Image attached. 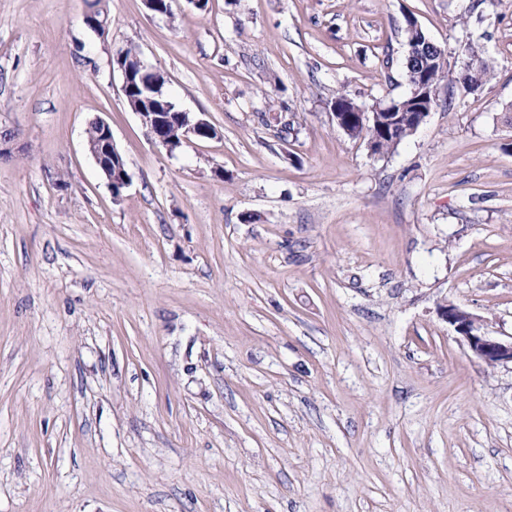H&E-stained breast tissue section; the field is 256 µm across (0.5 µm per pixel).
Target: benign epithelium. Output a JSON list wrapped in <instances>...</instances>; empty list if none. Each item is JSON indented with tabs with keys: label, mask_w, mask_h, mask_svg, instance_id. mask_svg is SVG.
Instances as JSON below:
<instances>
[{
	"label": "benign epithelium",
	"mask_w": 512,
	"mask_h": 512,
	"mask_svg": "<svg viewBox=\"0 0 512 512\" xmlns=\"http://www.w3.org/2000/svg\"><path fill=\"white\" fill-rule=\"evenodd\" d=\"M453 81L465 89L479 90L481 84V72L479 67L470 62H465L459 70L454 72ZM412 89L409 97V104L404 108L406 115L403 126L405 133L413 135L424 124L430 112L434 108L433 102L429 101L425 94L424 77L417 75L411 80ZM140 122L152 138V141L163 147L168 153H173L176 148L158 136V127L162 117L155 112H148L144 109L136 111ZM176 115L181 126V143L188 144L194 140H200L204 136L213 137L211 124L208 120L199 116H192L188 112L178 111ZM333 116L336 125L346 135H352L351 128L355 123L363 122L367 118L365 109L354 106L346 113L342 109H333ZM102 146L90 150L96 165L105 174L108 186L129 185L130 178L126 167L122 166L117 170V175H112L104 168L102 158L109 154L112 158L121 157L113 138L112 129L106 122H101ZM442 320H444L459 335L460 340L468 347L473 356L482 360L486 365L495 367L501 364H512V336L504 339L490 335L486 328L485 321L479 316L469 312L465 308L453 304H442L438 308Z\"/></svg>",
	"instance_id": "benign-epithelium-1"
}]
</instances>
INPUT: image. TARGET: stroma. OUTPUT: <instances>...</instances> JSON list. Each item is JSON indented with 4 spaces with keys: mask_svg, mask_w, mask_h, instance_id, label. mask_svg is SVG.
Instances as JSON below:
<instances>
[{
    "mask_svg": "<svg viewBox=\"0 0 512 512\" xmlns=\"http://www.w3.org/2000/svg\"><path fill=\"white\" fill-rule=\"evenodd\" d=\"M0 0V512H512V0ZM494 75L370 154L404 27ZM136 45L216 138L155 145ZM106 121L113 198L85 131ZM438 312L471 354L487 366L512 364V336L508 339L491 336L482 318L453 303L440 305Z\"/></svg>",
    "mask_w": 512,
    "mask_h": 512,
    "instance_id": "35a3bbf8",
    "label": "stroma"
}]
</instances>
